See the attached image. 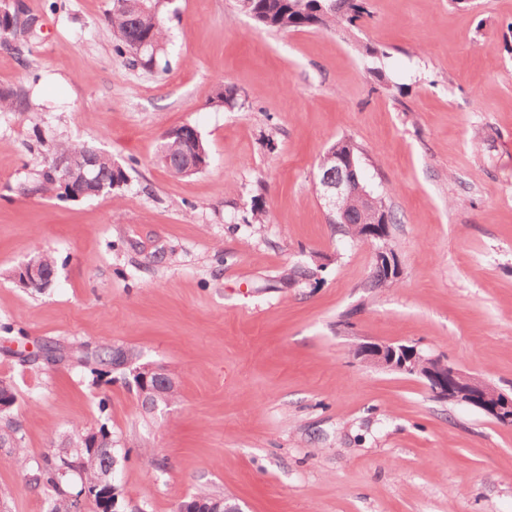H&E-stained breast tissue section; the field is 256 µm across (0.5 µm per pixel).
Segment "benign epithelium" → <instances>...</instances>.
Listing matches in <instances>:
<instances>
[{"label":"benign epithelium","mask_w":512,"mask_h":512,"mask_svg":"<svg viewBox=\"0 0 512 512\" xmlns=\"http://www.w3.org/2000/svg\"><path fill=\"white\" fill-rule=\"evenodd\" d=\"M53 165L62 175L63 184L77 181L81 184L93 182L90 166L93 162L87 158L63 155L54 158ZM319 192L327 202L334 224L346 223V207L350 199L359 200L360 210L364 213V235L370 240L384 239L379 213L372 194L360 182L354 168L340 154L336 155V171L328 172L318 178ZM374 267L387 278H398L396 255L384 246L374 251ZM55 276V266H46L33 259L23 264L18 272L21 283L28 286L51 284ZM117 360L112 364L114 370H127L141 379L139 391L148 392L149 375L143 368L135 367V362L127 358V352L114 349ZM355 355L363 362L385 371L398 372L423 379L429 391L437 398L454 401L477 408L486 414L497 417L502 424L512 425V396L497 386L477 378L447 359L440 356L423 355L417 347L396 341H369L356 347ZM182 512H243L238 504H228L221 500L212 505L199 502Z\"/></svg>","instance_id":"benign-epithelium-1"}]
</instances>
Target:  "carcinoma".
<instances>
[{
    "instance_id": "obj_1",
    "label": "carcinoma",
    "mask_w": 512,
    "mask_h": 512,
    "mask_svg": "<svg viewBox=\"0 0 512 512\" xmlns=\"http://www.w3.org/2000/svg\"><path fill=\"white\" fill-rule=\"evenodd\" d=\"M238 8L249 15L258 27L276 32L308 28L334 29L344 24L352 25L367 13L366 0H237ZM107 20L117 39L115 52L127 59L129 65L152 69L164 50L166 29L158 0H112ZM35 18L25 16L22 3H8L0 8V48L20 50L19 44L31 31ZM27 112L29 102L23 89L0 90V112ZM187 136L194 135L186 126L169 129L164 133L166 155L163 162L174 173H183L187 155ZM59 154H86L95 161V182L88 186L87 197H97L112 192L114 182H125V170L112 162L103 152L82 143L62 142L56 146L52 157L46 159L41 179L27 188L29 192H58L61 198L70 197L63 188L60 175L52 167V158ZM80 363L93 379L103 377V368L112 364V349L101 347L88 356H81ZM97 432L106 439L105 447L90 448L84 437L88 431L75 428L68 439L67 454L47 453L36 460L28 457L22 448L21 425L12 417V411L0 412V439L14 448V463L28 472L29 483L42 490L51 501L48 512H70L75 505L65 490L71 475L77 474L81 486L76 494L87 492L88 500L100 512V503L92 495L99 484L113 476L117 459L112 448V433L106 424Z\"/></svg>"
}]
</instances>
